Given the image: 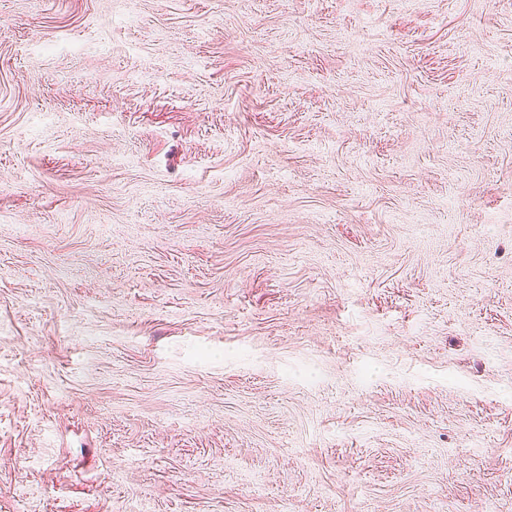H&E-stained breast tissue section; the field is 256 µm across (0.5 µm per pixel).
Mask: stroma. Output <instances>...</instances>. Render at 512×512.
Wrapping results in <instances>:
<instances>
[{
	"mask_svg": "<svg viewBox=\"0 0 512 512\" xmlns=\"http://www.w3.org/2000/svg\"><path fill=\"white\" fill-rule=\"evenodd\" d=\"M512 512V0H0V512Z\"/></svg>",
	"mask_w": 512,
	"mask_h": 512,
	"instance_id": "35a3bbf8",
	"label": "stroma"
}]
</instances>
